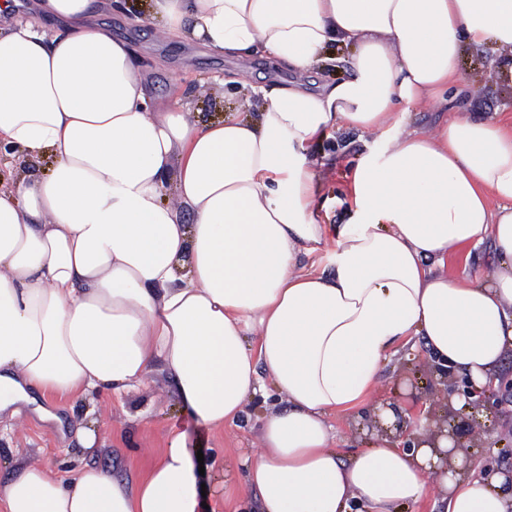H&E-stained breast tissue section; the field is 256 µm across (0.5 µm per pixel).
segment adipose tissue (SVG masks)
I'll return each instance as SVG.
<instances>
[{"mask_svg":"<svg viewBox=\"0 0 512 512\" xmlns=\"http://www.w3.org/2000/svg\"><path fill=\"white\" fill-rule=\"evenodd\" d=\"M109 0H0V145L46 173L0 184V412L146 386L155 370L212 427L271 380L279 400L243 464L260 512H398L439 487V512H512L502 474H443L432 431L342 459L331 416L374 389L418 336L485 385L512 355V121L461 116L402 129L399 107L463 93L465 49L512 52V0H150L159 34L217 55L269 57L285 86L240 88L255 118L159 109L128 41L93 25ZM353 75L310 88L330 41ZM392 130L360 164L354 222L318 221L305 150L331 128ZM491 242L497 262L448 274ZM199 470L171 433L128 485L36 461L0 484V512H198Z\"/></svg>","mask_w":512,"mask_h":512,"instance_id":"adipose-tissue-1","label":"adipose tissue"}]
</instances>
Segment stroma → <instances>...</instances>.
I'll use <instances>...</instances> for the list:
<instances>
[{
    "instance_id": "stroma-1",
    "label": "stroma",
    "mask_w": 512,
    "mask_h": 512,
    "mask_svg": "<svg viewBox=\"0 0 512 512\" xmlns=\"http://www.w3.org/2000/svg\"><path fill=\"white\" fill-rule=\"evenodd\" d=\"M100 24L128 40L144 61L151 63L148 74L151 95L164 106L190 103L201 119H209L239 109V102L217 94L218 80L237 79L249 87L284 85L291 78L287 69L270 65L255 56L238 58L208 53L204 48L157 35L149 13V0H125L123 9L108 11ZM458 72L470 89L447 104L423 107L405 114L407 128L431 130L457 115L512 117V54L491 59L489 53L466 50L458 61ZM207 88L196 96L197 88ZM386 134H361L339 129L314 144L306 153L309 161L320 164L322 189L313 209L321 223L344 224L354 213L349 193L353 172L362 160L381 156L387 147ZM435 358L422 348L418 338L394 346L382 369L374 392L363 403L337 414L336 427L345 437L341 448L351 457L370 447L375 431V407L395 406L402 419L411 418L418 408L440 421L448 414L442 398ZM272 399L255 396L235 424L217 430L199 424L178 403L173 383L166 373L154 372L146 387L120 395L94 390L63 402L60 423L39 418L32 407L22 406L28 421L26 430H17L10 420L0 418V476L17 460H36L64 478H72L79 464H96L116 476L130 480L139 477L149 463L148 449L160 448L173 429L183 431L187 445L202 450L206 471L208 512H251L252 492L244 486L239 459L257 449L260 418L271 408ZM483 426L468 453L472 467L480 470L512 469V395L490 411L480 412ZM92 429L97 433L95 450L83 447L79 434Z\"/></svg>"
}]
</instances>
